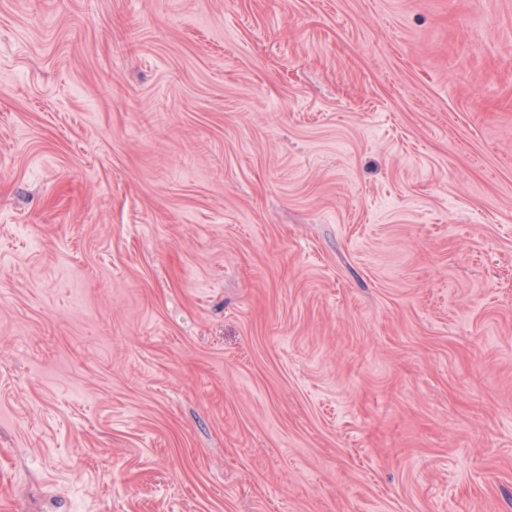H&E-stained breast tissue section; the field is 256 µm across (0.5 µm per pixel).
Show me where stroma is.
<instances>
[{
  "label": "stroma",
  "mask_w": 512,
  "mask_h": 512,
  "mask_svg": "<svg viewBox=\"0 0 512 512\" xmlns=\"http://www.w3.org/2000/svg\"><path fill=\"white\" fill-rule=\"evenodd\" d=\"M0 512H512V0H0Z\"/></svg>",
  "instance_id": "35a3bbf8"
}]
</instances>
